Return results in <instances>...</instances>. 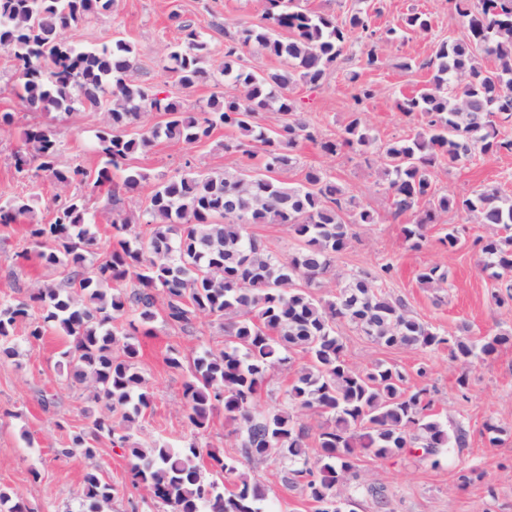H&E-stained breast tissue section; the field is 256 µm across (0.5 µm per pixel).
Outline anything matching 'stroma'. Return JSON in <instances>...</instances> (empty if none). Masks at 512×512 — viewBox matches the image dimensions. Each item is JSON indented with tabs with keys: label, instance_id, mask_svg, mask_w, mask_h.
I'll list each match as a JSON object with an SVG mask.
<instances>
[{
	"label": "stroma",
	"instance_id": "1",
	"mask_svg": "<svg viewBox=\"0 0 512 512\" xmlns=\"http://www.w3.org/2000/svg\"><path fill=\"white\" fill-rule=\"evenodd\" d=\"M302 5L339 20L365 11L380 30L400 26L402 17L413 11L430 14V32L403 33L384 47L381 63L368 65L361 46L355 43L327 70L321 83L300 84L291 91L300 117L323 140L341 137L355 114L382 144L421 131V115H403L395 102L428 83L432 72L427 62L437 44L449 37L465 39L466 19L449 10L448 0H303ZM263 10L264 0H114L109 11L69 31L68 38L82 49L99 48L119 38L129 41L133 80L159 97H177L185 110L193 112L227 89L224 47L237 40L240 23L259 22ZM182 21L191 23L207 44L209 76L187 90L179 89L165 69L167 47L180 39L177 25ZM354 73L359 76L355 82L350 79ZM15 83L14 58L0 51V113L15 116L13 126L0 129V202L27 199L33 208L31 222L46 224L54 218L55 186L35 166L16 170L14 155L23 146V131L32 127L50 130L59 148L60 166L79 165L94 172L102 166L95 152V133L105 125L107 115L79 106L68 113L28 111L15 94ZM358 83L375 91L372 99L359 106L352 99ZM239 138L237 130L226 127L193 145L161 139L136 152L129 163L147 174L148 180L137 191L123 193L125 214L138 218L152 184L161 179L188 169L221 173L245 164L242 153L224 149L225 143ZM294 156L295 164L282 174L285 181L297 184L309 169L322 170L378 216L377 223L355 227L350 244L335 259L337 271H375L393 263L387 293L403 299L416 317L439 333L457 334L464 324L473 338L512 330V309L493 304L494 282L482 271L472 247L474 238L495 233V226L478 223L476 216L464 212H451L441 223L430 225L428 239L420 248H410L402 228L413 223L416 215H394L384 194L379 153L361 155L345 148L331 155L303 140ZM432 184L440 194L462 196L494 186L512 197V154L478 155L452 165L440 162L432 172ZM74 192L83 197L93 217L94 249L105 255L112 247L107 189L78 186ZM450 225L466 228L460 248L453 252L438 242ZM426 266L447 270L449 286L419 284L417 274ZM57 279V268L40 259L38 248L25 239L22 225L0 224V300L23 297L35 284ZM149 329V335L139 338L138 369L153 394V403L134 425L132 440L146 446L162 439L176 446L192 434L183 399L187 373L166 365L167 351L174 347L191 357L204 347L222 348L225 336L207 318L198 320L191 336L159 319ZM26 332V322H18L17 354L0 361V491L21 498L34 512H80L84 476L97 468L117 489L104 512H130L128 460L107 436L96 441L95 458L60 454L61 449L71 447L75 434L86 430L92 407L89 391L68 377L60 356L64 334L52 330L42 340L30 342ZM338 334L350 363L363 367L378 360L399 368L406 373L409 387L425 386L434 392L433 413L449 434L460 429L466 434L464 446L453 443L442 449L435 467L409 452L383 460L364 458L360 467L366 480L384 486L387 504L378 506L362 494L353 503V512H512V342L491 356L474 360L464 372L444 347L386 348L349 323L340 324ZM421 368L426 371L422 377L417 374ZM463 373L468 383L461 386L457 379ZM489 423L504 429L499 446L488 442L485 426ZM245 470L265 490L272 512H316L315 503L301 486L284 482L274 461L255 462Z\"/></svg>",
	"mask_w": 512,
	"mask_h": 512
}]
</instances>
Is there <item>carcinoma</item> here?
I'll list each match as a JSON object with an SVG mask.
<instances>
[{
  "instance_id": "obj_1",
  "label": "carcinoma",
  "mask_w": 512,
  "mask_h": 512,
  "mask_svg": "<svg viewBox=\"0 0 512 512\" xmlns=\"http://www.w3.org/2000/svg\"><path fill=\"white\" fill-rule=\"evenodd\" d=\"M466 18L464 40L441 42L428 65L430 86L396 101L407 116L420 112L426 127L409 139L382 147L385 193L398 214L424 204L419 218L402 228L404 239L418 248L426 229L450 211L477 212L499 232L474 241L483 269L496 284L492 301L512 305V198L496 187H482L469 196L438 194L431 169L446 160L455 163L475 154L512 152V138L502 128L512 123V0H448ZM112 7V0H0V49L17 61L20 97L32 110L69 112L72 104L106 109L109 124L96 135V151L104 166L91 174L81 166L61 167L58 147L43 128L25 133L30 151L15 154V167L32 162L51 175L61 190L50 224L30 222L25 234L41 247L48 265H62L57 283L32 289L24 300L0 301V360L16 355L11 345L16 323L28 320L26 339L39 341L52 329L67 337L61 352L74 382L93 388L98 410L91 426L73 436L62 454L96 455L94 442L105 433L129 458L130 486L144 490L157 512H263L265 493L239 468V461L204 450L194 435L179 446L155 440L143 447L133 442L132 427L151 408L153 395L137 368L140 328L162 317L182 332L209 317L228 337L223 349L205 350L185 362L170 349L173 369H187L184 382L187 419L194 431L207 428L214 411L237 423L242 457L274 460L284 478L302 485L316 503L336 504L342 512L362 490L383 498L382 489L365 487L360 458L385 459L407 448L423 449L431 466L439 465L448 445V430L430 413L433 399L426 389L406 388L407 376L377 362L366 370L347 361L336 336V322L355 325L387 348L433 350L446 344L451 358L469 364L494 354L512 341L509 331L473 341L469 329L447 338L412 314L407 303L393 299L383 281L368 272L344 275V285L328 299L311 288L333 275L336 254L353 237L355 224H374L375 213L354 203L344 188L319 169L311 168L301 183L281 178L296 162L299 141L314 142L309 125L298 116L291 87L317 85L326 70L343 56L356 34L367 48V62L381 61V52L396 34L378 32L370 17L354 12L336 18L303 8L300 0H267L257 24L240 29L238 43L224 52V76L237 92L210 100L198 112H187L175 97L160 98L128 79L132 47L124 39L102 49L80 50L65 33ZM404 28L417 34L431 30L427 14L411 12ZM185 39L169 46L167 69L182 89L206 78V43L191 25ZM253 45L279 58L284 67L257 72L241 64L240 48ZM493 64L486 65L483 59ZM161 112L158 124H141V114ZM276 112L280 123H261V114ZM218 127L237 130L252 148L243 150L260 164L224 173H189L152 187L141 218L147 235L132 229V220L116 210L111 194L112 250L96 256L94 233L82 198L67 194L75 185L98 187L112 182V170L123 172L122 185L138 189L146 175L127 164L130 156L155 141L177 139L193 145ZM374 138L353 117L344 135L320 142L326 154L343 147L365 151ZM32 213L29 201L0 203V224H18ZM250 224H287L298 241L286 258L276 256L264 239L248 233ZM447 271L425 267L420 283L441 287ZM133 282L132 290L118 288ZM127 317L128 330L113 323ZM306 362L295 372L279 403L264 414L253 412L256 396L271 369L290 367L294 355ZM307 412L326 416L312 430ZM319 451L311 454L309 442ZM116 489L95 471L85 475L81 512H103ZM0 512H33L26 503L0 492Z\"/></svg>"
}]
</instances>
